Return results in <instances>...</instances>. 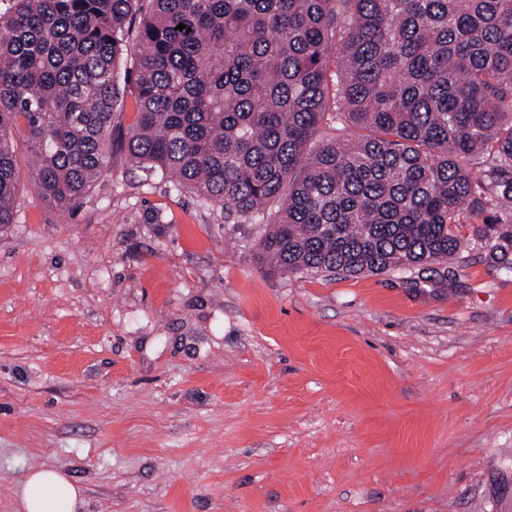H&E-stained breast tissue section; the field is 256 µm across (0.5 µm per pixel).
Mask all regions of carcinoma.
<instances>
[{"mask_svg":"<svg viewBox=\"0 0 512 512\" xmlns=\"http://www.w3.org/2000/svg\"><path fill=\"white\" fill-rule=\"evenodd\" d=\"M21 125L62 210L121 150L226 224L270 211L261 257L281 272L420 268L455 258L464 205L512 208V0H12L0 232Z\"/></svg>","mask_w":512,"mask_h":512,"instance_id":"cac0c4a2","label":"carcinoma"}]
</instances>
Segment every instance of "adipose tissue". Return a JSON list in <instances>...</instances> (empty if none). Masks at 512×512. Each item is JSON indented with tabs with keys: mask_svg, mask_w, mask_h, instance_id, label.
<instances>
[{
	"mask_svg": "<svg viewBox=\"0 0 512 512\" xmlns=\"http://www.w3.org/2000/svg\"><path fill=\"white\" fill-rule=\"evenodd\" d=\"M84 506L81 488L56 469L32 471L22 483V512H82Z\"/></svg>",
	"mask_w": 512,
	"mask_h": 512,
	"instance_id": "ef3b65f1",
	"label": "adipose tissue"
}]
</instances>
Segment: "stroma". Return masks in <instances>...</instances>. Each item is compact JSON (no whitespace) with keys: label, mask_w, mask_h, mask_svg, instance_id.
<instances>
[{"label":"stroma","mask_w":512,"mask_h":512,"mask_svg":"<svg viewBox=\"0 0 512 512\" xmlns=\"http://www.w3.org/2000/svg\"><path fill=\"white\" fill-rule=\"evenodd\" d=\"M12 138L0 512L42 467L86 512H512V210L464 208L451 263L283 273L120 152L61 210Z\"/></svg>","instance_id":"obj_1"}]
</instances>
